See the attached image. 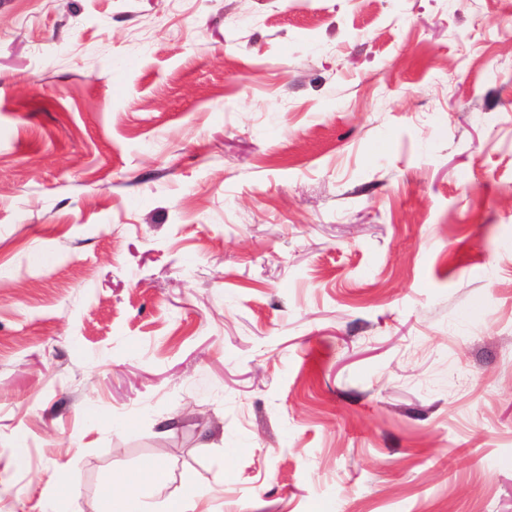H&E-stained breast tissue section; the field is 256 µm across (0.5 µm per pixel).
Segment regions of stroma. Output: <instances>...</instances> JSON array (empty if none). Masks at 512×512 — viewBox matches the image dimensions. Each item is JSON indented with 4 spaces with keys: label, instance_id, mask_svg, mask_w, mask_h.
Returning <instances> with one entry per match:
<instances>
[{
    "label": "stroma",
    "instance_id": "35a3bbf8",
    "mask_svg": "<svg viewBox=\"0 0 512 512\" xmlns=\"http://www.w3.org/2000/svg\"><path fill=\"white\" fill-rule=\"evenodd\" d=\"M156 465L512 512V0H0V512Z\"/></svg>",
    "mask_w": 512,
    "mask_h": 512
}]
</instances>
